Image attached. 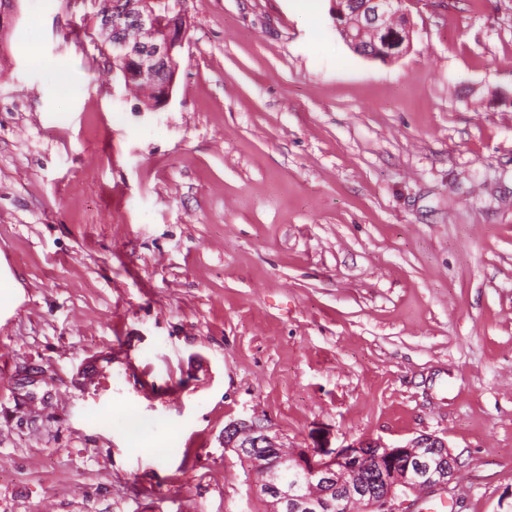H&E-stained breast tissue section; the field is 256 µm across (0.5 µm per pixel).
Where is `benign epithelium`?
<instances>
[{"instance_id": "1", "label": "benign epithelium", "mask_w": 512, "mask_h": 512, "mask_svg": "<svg viewBox=\"0 0 512 512\" xmlns=\"http://www.w3.org/2000/svg\"><path fill=\"white\" fill-rule=\"evenodd\" d=\"M330 15L338 31L355 25L372 36L369 43L353 39L356 53L393 61L413 46L412 26L393 23L407 16L404 0H331ZM189 12L170 0H130L116 11L98 3L94 28L112 60V72L126 85L141 82L158 97L155 109L171 100V71L189 43ZM154 33L145 42L143 32ZM224 448L249 465L256 495L274 512H410L409 497L447 490L459 462L448 444L422 434L398 447L360 439L339 450L294 448L283 453L282 437L254 420H237L224 428ZM374 471L372 484L358 480Z\"/></svg>"}]
</instances>
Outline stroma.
<instances>
[{
	"instance_id": "obj_1",
	"label": "stroma",
	"mask_w": 512,
	"mask_h": 512,
	"mask_svg": "<svg viewBox=\"0 0 512 512\" xmlns=\"http://www.w3.org/2000/svg\"><path fill=\"white\" fill-rule=\"evenodd\" d=\"M330 0H189L141 112L96 0L0 53V512H264L224 428L442 438L447 512L512 495V0H406L381 62ZM112 372L110 387L85 372Z\"/></svg>"
}]
</instances>
